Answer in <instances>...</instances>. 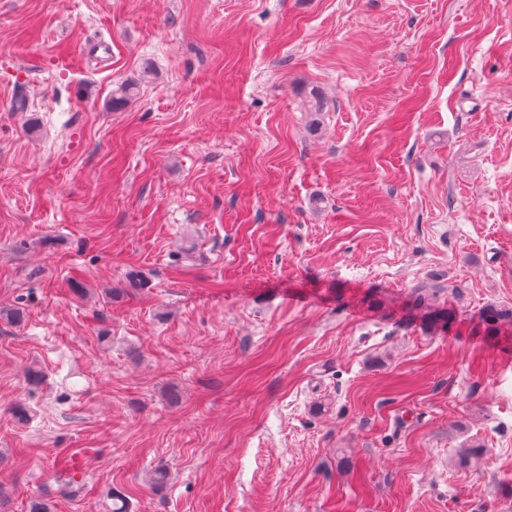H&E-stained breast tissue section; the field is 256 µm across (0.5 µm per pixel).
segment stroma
Wrapping results in <instances>:
<instances>
[{
	"label": "stroma",
	"instance_id": "1",
	"mask_svg": "<svg viewBox=\"0 0 512 512\" xmlns=\"http://www.w3.org/2000/svg\"><path fill=\"white\" fill-rule=\"evenodd\" d=\"M490 304L512 0H0V512H512Z\"/></svg>",
	"mask_w": 512,
	"mask_h": 512
}]
</instances>
